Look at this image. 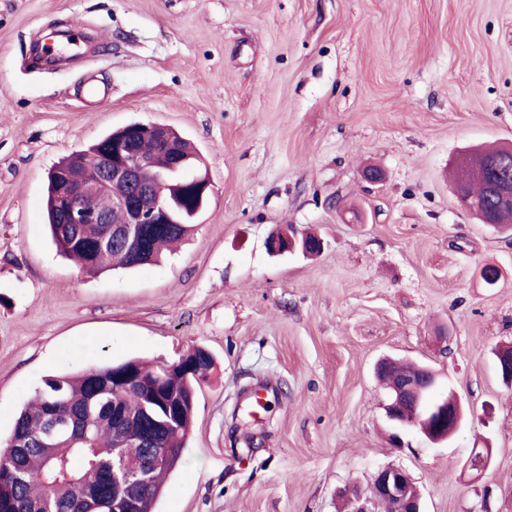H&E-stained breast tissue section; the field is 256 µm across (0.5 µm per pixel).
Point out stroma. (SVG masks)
Listing matches in <instances>:
<instances>
[{
  "mask_svg": "<svg viewBox=\"0 0 512 512\" xmlns=\"http://www.w3.org/2000/svg\"><path fill=\"white\" fill-rule=\"evenodd\" d=\"M72 26L90 35L78 59L35 66L33 39L56 54L51 31ZM132 123L189 138L212 192L160 263L89 276L48 233L47 175ZM500 144L512 0H0V437L43 376L201 347L215 363L157 512H338L385 467L424 512H512V387L495 363L512 344V235L449 176ZM281 228L323 251L271 254ZM385 357L462 398L456 434L394 430Z\"/></svg>",
  "mask_w": 512,
  "mask_h": 512,
  "instance_id": "obj_1",
  "label": "stroma"
}]
</instances>
